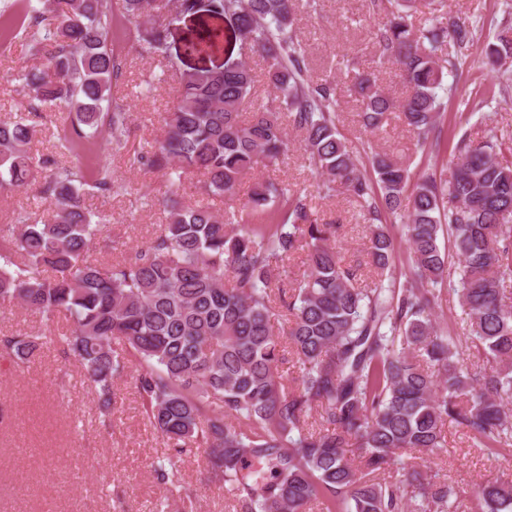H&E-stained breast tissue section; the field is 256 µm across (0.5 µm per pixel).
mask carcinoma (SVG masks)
<instances>
[{"instance_id":"cac0c4a2","label":"carcinoma","mask_w":512,"mask_h":512,"mask_svg":"<svg viewBox=\"0 0 512 512\" xmlns=\"http://www.w3.org/2000/svg\"><path fill=\"white\" fill-rule=\"evenodd\" d=\"M368 2L383 16L378 60L402 79L400 100L350 61L334 81L311 80L295 0H207L206 11L232 21L262 61L271 95L258 98L242 59L220 71H179L162 135L133 158L166 178V222L111 264L89 258L110 219L86 199L112 192V171L33 153L30 115L45 105L72 115L57 137L62 155L79 158L103 134L109 149L126 148L131 113L112 94L126 67L113 46L115 23L125 20L140 50L174 69L170 24L156 17L167 7L174 20L193 15L199 0H11L0 10L4 35L20 30L38 61L20 78L28 112L0 121V188L37 183L41 194L17 223L0 225V307L67 317L60 358L79 362L105 410L115 382L138 366L136 393L168 450L155 478L182 512L197 509L176 467L188 456L204 458L235 512H311L315 504L326 512H512V480L484 482L468 501L426 465L447 447V426L472 448L512 440V305L503 300L512 279V150L492 136L463 139L448 181L424 176L410 193L409 166L397 158L373 151L369 169H359L336 125L342 93L358 97L372 133L399 113L423 150L440 93L453 88L446 78L475 36L451 14L414 31L415 0ZM504 6L501 34L485 50L493 68L512 58V3ZM445 45L444 68L437 52ZM285 117L321 179L316 192L258 180L243 203L214 208L210 200L235 196L247 175L287 163ZM188 169L205 176L208 201H179ZM338 187L368 224L376 278L364 286L332 245L336 225L318 222L315 198ZM387 214L403 218L410 277L427 287L392 275ZM444 232L461 265L462 338L437 324L438 295L428 289L448 280ZM297 254L304 270L288 295L276 280ZM42 346L40 336H0V352L18 364ZM471 349L482 363L465 362ZM288 354L300 370L293 385L279 371Z\"/></svg>"}]
</instances>
